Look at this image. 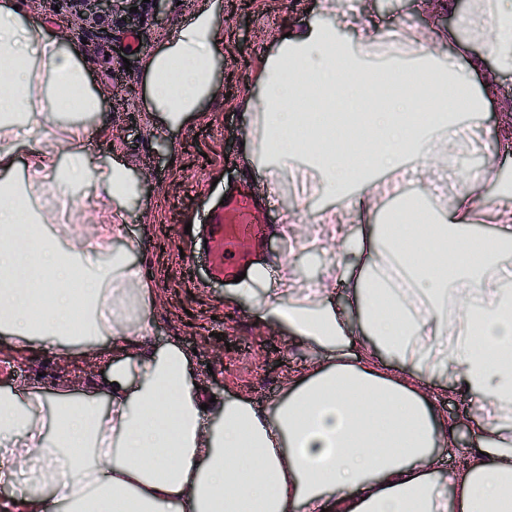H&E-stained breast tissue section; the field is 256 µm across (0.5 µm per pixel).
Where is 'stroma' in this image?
I'll return each instance as SVG.
<instances>
[{"instance_id":"obj_1","label":"stroma","mask_w":512,"mask_h":512,"mask_svg":"<svg viewBox=\"0 0 512 512\" xmlns=\"http://www.w3.org/2000/svg\"><path fill=\"white\" fill-rule=\"evenodd\" d=\"M318 0H222L224 40L215 70L217 92L201 111L190 113L183 126H156L146 100L142 68L146 56L165 45L193 13L198 0H169L155 18L115 14L108 27L81 29L84 41L97 47L83 63L93 85L122 97L123 103L96 114L90 122L89 150L94 160L121 158L139 194L129 201L115 223L123 238L139 237L143 253L132 260L148 271L155 295L144 310L152 326L147 350L175 342L189 354L188 380L192 385L247 399L259 412H271L283 400L286 381L313 370L319 352L299 341L283 326L261 320L260 300L276 288L274 273L290 263L298 285L312 287L337 260L327 244L306 251L290 250L279 227L288 212H296L298 234L312 236L318 208L330 205L313 195L320 177L314 169L272 171L244 157L250 131L240 117L244 98L259 89L255 73L299 21L316 19ZM363 18H377L387 27H419L427 33L445 28L464 30L465 5L448 16L429 12L424 0H357ZM512 102V72H498L485 112L476 120L481 150L512 173V141L505 139L500 103ZM247 182L254 197L263 199V220L269 226L262 249L264 277L248 294L211 279L205 263L191 260L194 235L185 231L224 192L226 185ZM94 358L95 374L104 377L112 367V344L103 340L85 356L63 347L34 341L18 351L0 335V390L26 388L40 392L77 391L106 403L98 387L81 385L85 362ZM435 411L450 424L474 419L478 405L457 390L449 377L438 378Z\"/></svg>"}]
</instances>
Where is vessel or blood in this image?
<instances>
[{
    "instance_id": "b4317fda",
    "label": "vessel or blood",
    "mask_w": 512,
    "mask_h": 512,
    "mask_svg": "<svg viewBox=\"0 0 512 512\" xmlns=\"http://www.w3.org/2000/svg\"><path fill=\"white\" fill-rule=\"evenodd\" d=\"M251 209L245 193L236 192L202 217L206 244L199 247L197 255L204 259L214 280L228 283L251 268L266 230Z\"/></svg>"
}]
</instances>
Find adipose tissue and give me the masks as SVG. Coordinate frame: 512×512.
Listing matches in <instances>:
<instances>
[{"mask_svg":"<svg viewBox=\"0 0 512 512\" xmlns=\"http://www.w3.org/2000/svg\"><path fill=\"white\" fill-rule=\"evenodd\" d=\"M466 19L470 40L512 71V0H469ZM220 37L218 0H200L145 59L143 84L164 125H182L214 95ZM456 39L364 27L352 0H320L317 20L266 57L260 98L242 102L249 159L317 168L323 193L341 204L324 211L322 234L352 254L315 298L297 297L284 267L262 301L261 319L321 354L264 415L246 399L190 387L177 344L138 359L154 290L129 257L143 242L104 254L84 246L120 234L111 217L138 194L122 162L91 159L81 117L102 111L104 94L74 50L0 0V334L18 349L36 338L112 342L108 407L0 392V484L9 489L0 512H512V191L488 208L490 235L474 232L473 218L496 168L467 177L444 209L399 193L390 213L378 191L380 174L416 160L464 168L465 121L486 107L476 91L484 61L460 69L446 51ZM340 99L355 104L341 121ZM420 102L427 117L410 121ZM61 137L59 156L48 144ZM20 164L30 176L18 184ZM88 181L97 224L65 242L49 236L55 215L34 201L54 190L81 200ZM115 277L124 283L117 297ZM340 281L345 308L331 301ZM355 319L371 340L358 357ZM383 355L394 369L379 364ZM442 375L481 414L471 462L440 479L430 468L448 445V420L424 390Z\"/></svg>","mask_w":512,"mask_h":512,"instance_id":"adipose-tissue-1","label":"adipose tissue"}]
</instances>
